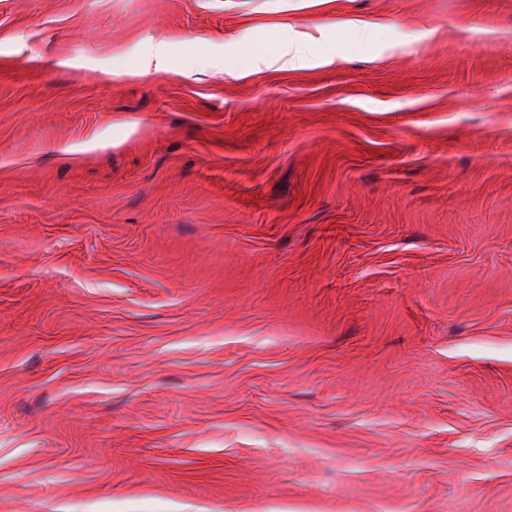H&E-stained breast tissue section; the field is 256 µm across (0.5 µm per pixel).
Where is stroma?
<instances>
[{
	"mask_svg": "<svg viewBox=\"0 0 512 512\" xmlns=\"http://www.w3.org/2000/svg\"><path fill=\"white\" fill-rule=\"evenodd\" d=\"M0 512H512V0H0Z\"/></svg>",
	"mask_w": 512,
	"mask_h": 512,
	"instance_id": "obj_1",
	"label": "stroma"
}]
</instances>
